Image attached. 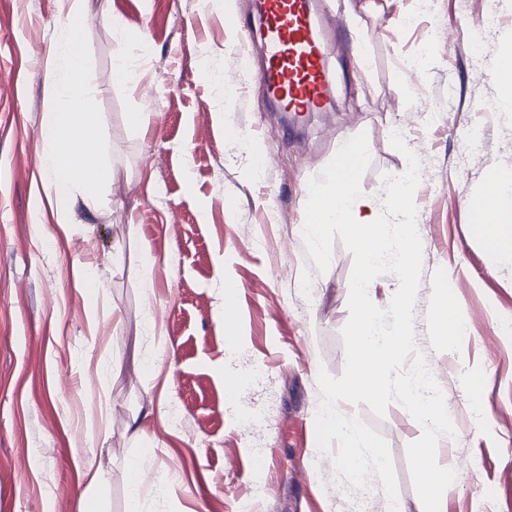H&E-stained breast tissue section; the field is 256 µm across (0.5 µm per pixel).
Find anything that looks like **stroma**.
Here are the masks:
<instances>
[{
	"instance_id": "stroma-1",
	"label": "stroma",
	"mask_w": 512,
	"mask_h": 512,
	"mask_svg": "<svg viewBox=\"0 0 512 512\" xmlns=\"http://www.w3.org/2000/svg\"><path fill=\"white\" fill-rule=\"evenodd\" d=\"M109 8L120 30L93 13L78 37L115 180L94 204L74 197L77 221L61 224L35 73L65 37L62 0H0V512H85L90 457L104 512H127L136 462L144 512H389L378 477L352 490L317 447L318 376L345 369L354 260L337 238L318 271L302 226L310 179L361 133L363 198L383 201L384 176L408 167L395 132L424 171L413 332L455 428L436 448L456 471L444 508L512 512V258L485 250L472 212L488 172L512 179V110L480 109L499 95L492 53L512 45V0L487 50L471 42L479 0H314L331 101L292 130L259 60L239 63L258 31L251 0ZM131 42L134 90L113 69ZM147 253L148 288L132 273ZM440 286L467 324L451 345L430 321ZM341 408L386 438L396 500L415 512L407 447L422 426L396 402L381 417Z\"/></svg>"
}]
</instances>
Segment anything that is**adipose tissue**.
Instances as JSON below:
<instances>
[{"label": "adipose tissue", "mask_w": 512, "mask_h": 512, "mask_svg": "<svg viewBox=\"0 0 512 512\" xmlns=\"http://www.w3.org/2000/svg\"><path fill=\"white\" fill-rule=\"evenodd\" d=\"M39 78L48 93L41 136L58 161L47 186L48 197L61 203L60 223L71 224L75 214L66 206V199L77 192L86 200H95L114 178L101 150L96 117L84 107L92 88L85 76L80 44L72 43L66 53H51ZM480 201L481 220L490 227L484 237L488 252L498 255L511 251L512 183L489 173Z\"/></svg>", "instance_id": "ef3b65f1"}]
</instances>
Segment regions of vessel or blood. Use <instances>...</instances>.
Instances as JSON below:
<instances>
[{
	"label": "vessel or blood",
	"mask_w": 512,
	"mask_h": 512,
	"mask_svg": "<svg viewBox=\"0 0 512 512\" xmlns=\"http://www.w3.org/2000/svg\"><path fill=\"white\" fill-rule=\"evenodd\" d=\"M255 9L266 57L260 80L279 111H324L330 81L312 0H255Z\"/></svg>",
	"instance_id": "1"
}]
</instances>
